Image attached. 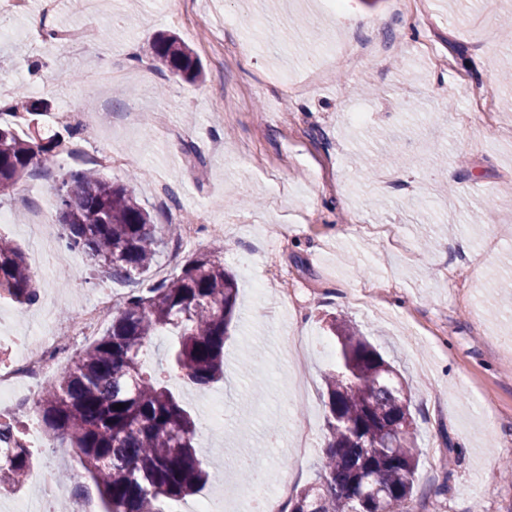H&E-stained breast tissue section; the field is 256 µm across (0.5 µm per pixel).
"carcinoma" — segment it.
I'll return each instance as SVG.
<instances>
[{
	"mask_svg": "<svg viewBox=\"0 0 512 512\" xmlns=\"http://www.w3.org/2000/svg\"><path fill=\"white\" fill-rule=\"evenodd\" d=\"M157 66L184 80L202 76L198 58L175 35L153 43ZM42 102L23 93L0 116L37 115ZM77 132L20 135L0 121V186L51 173L54 158L73 160L56 189V215L66 245L114 280L148 272L164 244L132 190L103 178L83 159ZM40 296L20 249L0 238V299L32 305ZM237 283L215 251L188 258L179 275L147 292L132 291L107 332L41 392L47 430L69 438L109 512H160L162 498L183 499L208 477L196 456V423L164 383L144 371L142 354L163 330L177 336L172 368L206 389L224 374V336L236 315ZM336 366L324 376L328 439L318 478L289 498L290 512H375L387 496L393 512H410L419 455L414 431L395 425L411 416L400 377L354 325L333 320ZM123 404L117 410L115 405ZM28 449L0 447V492L22 486Z\"/></svg>",
	"mask_w": 512,
	"mask_h": 512,
	"instance_id": "1",
	"label": "carcinoma"
}]
</instances>
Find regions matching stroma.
<instances>
[{"label":"stroma","mask_w":512,"mask_h":512,"mask_svg":"<svg viewBox=\"0 0 512 512\" xmlns=\"http://www.w3.org/2000/svg\"><path fill=\"white\" fill-rule=\"evenodd\" d=\"M500 0H140L137 9L97 0L75 12L66 0L0 10V84L26 87L49 105L14 118L18 132L80 127L79 142L108 153L105 176L128 183L156 223H193V241L168 242L142 288L180 273L201 251L224 253L238 282L237 316L224 339V377L208 392L168 372L174 339L152 338L145 365L196 420L199 460L210 473L195 499L226 475L227 512H250L248 480L234 462L253 456L270 487L313 481L327 443L324 376L336 365L331 319L357 326L407 384L419 464L416 512H512V88L499 64L512 55ZM79 31L83 48L48 46L43 28ZM177 34L204 81L160 71L158 33ZM144 61L133 68L131 56ZM410 78H403V71ZM487 91L486 109H472ZM151 113L152 128L127 125ZM363 114L355 122L354 114ZM194 143L204 162L183 151ZM398 150L394 164L373 157ZM27 177L0 197V237L37 267L31 211L62 240L55 176ZM451 179H444V172ZM169 190L158 196L157 183ZM490 211L488 224L472 215ZM75 270H42V299L65 326L102 290L125 300L127 283L72 252ZM38 306L0 301V350L14 354L37 335ZM311 339V400L291 396V342ZM224 399V432L204 425L209 396ZM32 457L68 474L59 498L105 501L68 439L43 448L34 406L10 414ZM277 426L281 444L269 446Z\"/></svg>","instance_id":"1"}]
</instances>
